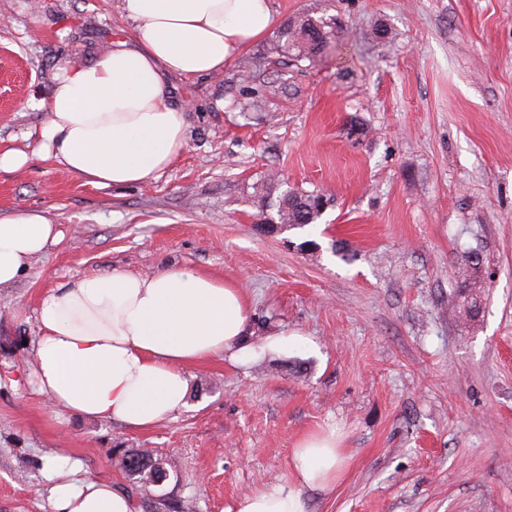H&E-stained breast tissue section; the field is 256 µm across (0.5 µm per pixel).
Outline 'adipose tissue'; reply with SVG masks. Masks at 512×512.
<instances>
[{
	"instance_id": "adipose-tissue-1",
	"label": "adipose tissue",
	"mask_w": 512,
	"mask_h": 512,
	"mask_svg": "<svg viewBox=\"0 0 512 512\" xmlns=\"http://www.w3.org/2000/svg\"><path fill=\"white\" fill-rule=\"evenodd\" d=\"M133 24L90 64L52 75L47 119L32 152H0V170L50 160L96 187L146 183L186 147L187 110L168 79L223 72L276 25L269 0H121ZM62 236L35 210L0 215V287ZM31 383L84 418L153 427L186 404V367L218 354L253 361L291 345L287 333L249 341L251 304L229 280L185 268L115 271L60 282L39 301ZM348 458L335 432L301 439L286 482L255 490L235 512H307L305 491H330ZM53 512H131L127 494L88 478L49 489Z\"/></svg>"
}]
</instances>
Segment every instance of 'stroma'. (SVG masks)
Instances as JSON below:
<instances>
[{
  "mask_svg": "<svg viewBox=\"0 0 512 512\" xmlns=\"http://www.w3.org/2000/svg\"><path fill=\"white\" fill-rule=\"evenodd\" d=\"M120 2L0 0V151L35 146L58 66L130 38ZM271 7L275 31L224 72L171 77L187 145L159 177L101 188L37 158L0 171L1 213L37 210L62 232L0 288V512H51L60 478L126 488L128 448L176 458L167 488L196 512H230L330 429L349 460L308 512H512V0ZM304 12L340 29L295 61L277 31ZM293 190L323 195L321 217L260 232ZM470 253L474 322L458 306ZM168 267L242 288L253 342L306 344L188 367L186 406L144 430L80 418L28 383L44 294Z\"/></svg>",
  "mask_w": 512,
  "mask_h": 512,
  "instance_id": "stroma-1",
  "label": "stroma"
}]
</instances>
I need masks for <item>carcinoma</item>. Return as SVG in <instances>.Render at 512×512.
<instances>
[{
  "mask_svg": "<svg viewBox=\"0 0 512 512\" xmlns=\"http://www.w3.org/2000/svg\"><path fill=\"white\" fill-rule=\"evenodd\" d=\"M337 36L336 22L323 17H310L300 19L295 24H287L279 36V49L281 53L291 55L297 59L310 58L321 53ZM318 196L314 194L286 193L279 201L277 207V222L288 227H304L314 223L321 215ZM156 457L148 450L126 449L117 459L118 466L128 479L130 492L140 496L136 508L143 512H153V509L163 508L167 512H185L183 505L175 500L156 504L153 499L142 496L145 488L160 491L162 487L156 485L161 477L169 478L177 474L176 466L171 462H164L163 468L154 465Z\"/></svg>",
  "mask_w": 512,
  "mask_h": 512,
  "instance_id": "cac0c4a2",
  "label": "carcinoma"
}]
</instances>
